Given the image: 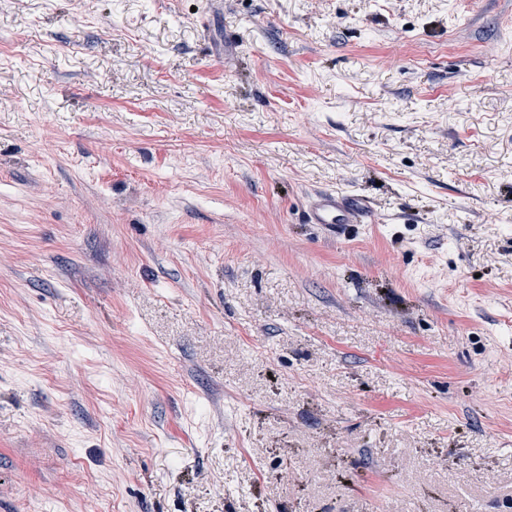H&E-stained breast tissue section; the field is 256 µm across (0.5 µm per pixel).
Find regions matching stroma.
<instances>
[{
  "mask_svg": "<svg viewBox=\"0 0 512 512\" xmlns=\"http://www.w3.org/2000/svg\"><path fill=\"white\" fill-rule=\"evenodd\" d=\"M0 512H512V0H0ZM370 209L360 198H350L336 192H321L311 200L306 214L308 224H323L339 233L349 224H364Z\"/></svg>",
  "mask_w": 512,
  "mask_h": 512,
  "instance_id": "35a3bbf8",
  "label": "stroma"
}]
</instances>
